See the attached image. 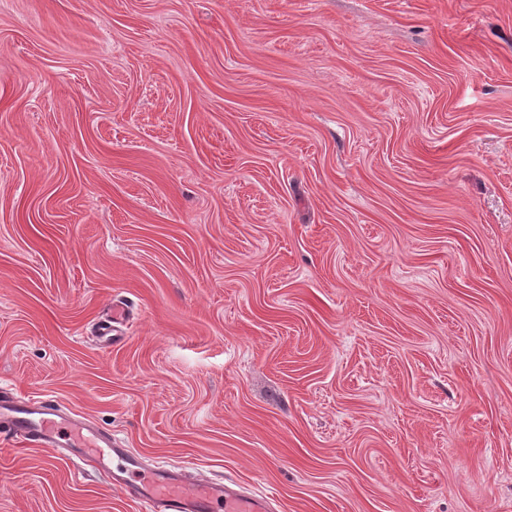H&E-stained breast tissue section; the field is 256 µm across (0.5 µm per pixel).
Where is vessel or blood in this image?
<instances>
[{"mask_svg":"<svg viewBox=\"0 0 512 512\" xmlns=\"http://www.w3.org/2000/svg\"><path fill=\"white\" fill-rule=\"evenodd\" d=\"M0 436L24 448H58L68 457L93 463L145 512H274L269 496L163 465L148 469L142 480L130 481L128 471L143 468L142 463L115 437L65 413L54 399H24L6 384H0Z\"/></svg>","mask_w":512,"mask_h":512,"instance_id":"b4317fda","label":"vessel or blood"}]
</instances>
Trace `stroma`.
Returning a JSON list of instances; mask_svg holds the SVG:
<instances>
[{"label": "stroma", "instance_id": "stroma-1", "mask_svg": "<svg viewBox=\"0 0 512 512\" xmlns=\"http://www.w3.org/2000/svg\"><path fill=\"white\" fill-rule=\"evenodd\" d=\"M0 382L276 512H512V0H0ZM0 512L143 509L5 439Z\"/></svg>", "mask_w": 512, "mask_h": 512}]
</instances>
